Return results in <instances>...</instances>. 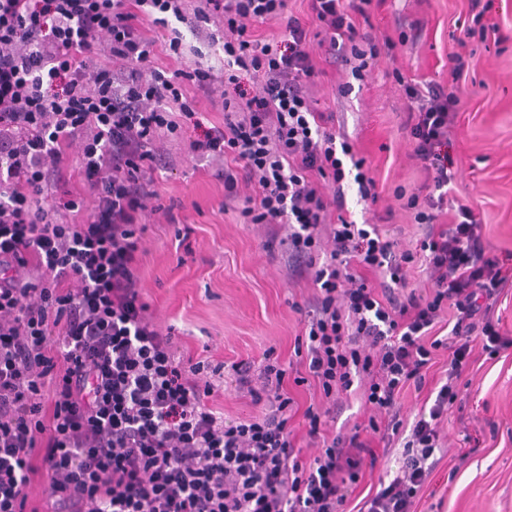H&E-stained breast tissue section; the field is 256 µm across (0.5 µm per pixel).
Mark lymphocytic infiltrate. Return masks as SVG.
Segmentation results:
<instances>
[{
	"instance_id": "lymphocytic-infiltrate-1",
	"label": "lymphocytic infiltrate",
	"mask_w": 512,
	"mask_h": 512,
	"mask_svg": "<svg viewBox=\"0 0 512 512\" xmlns=\"http://www.w3.org/2000/svg\"><path fill=\"white\" fill-rule=\"evenodd\" d=\"M288 0H0V512H414L443 446L440 426L476 354L512 348L494 308L512 267L485 244L471 206L448 204L458 176L450 153L469 42L499 40L484 0H470L451 58L452 87L421 91L407 126L430 181L415 250L378 225L347 215L345 163L361 200L377 182L348 139L311 106L317 75L310 30L286 16ZM372 0H309L329 52L349 50L363 80L392 39H358L355 16ZM224 33V123L185 135L188 87H210V70L151 65L154 14ZM286 17L279 38L253 26ZM185 137L195 160H220L225 196L252 185L242 209L273 225L290 269L310 273L315 294L298 306L306 375L322 402L303 413L319 443L303 461L291 426L295 401L279 362L260 377L233 364L239 392L268 413L225 419L209 405L223 363L178 355L141 296L143 219L168 161L161 144ZM79 146L77 168L69 150ZM324 253L317 262L316 253ZM423 261L427 287L407 275ZM448 376L427 414L404 427L403 391L429 384L438 352ZM361 390L367 423L329 435L338 394ZM403 437L397 475L359 502L351 497L372 454ZM46 486L32 505L35 478Z\"/></svg>"
}]
</instances>
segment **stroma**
Here are the masks:
<instances>
[{
    "label": "stroma",
    "instance_id": "obj_1",
    "mask_svg": "<svg viewBox=\"0 0 512 512\" xmlns=\"http://www.w3.org/2000/svg\"><path fill=\"white\" fill-rule=\"evenodd\" d=\"M504 36L497 45L472 41L470 69L462 83L464 107L452 131L459 179L450 199L470 205L485 242L512 252V0H493L488 13ZM470 19L468 0H373L359 32L397 37L399 28L422 20L426 27L413 43L381 55L372 74L351 92L339 87L351 78L356 61L350 53L329 57L318 40L308 51L319 74L313 105L332 112L375 177L376 204L360 202L353 179H345L346 206L356 223H374L392 211L385 226L401 246L414 248L423 233L414 210L397 198V186L422 187L427 174L413 159L403 124L408 101L392 71L406 79L444 85L454 40ZM158 42L182 40V55H159L168 70L213 68L224 73V35L207 38L169 20L153 29ZM170 165L157 174L160 202L173 205L175 222L152 215L144 237L140 267L142 296L154 322L172 329L184 356L207 357L227 364L261 365L266 351L281 362L297 363L301 316L294 303L314 293L310 278L288 274V255L271 229L245 223L244 198L225 202L224 185L213 164L191 159L181 139L165 143ZM188 232L187 248L178 245L179 229ZM465 407L443 423L449 454L462 446L464 430L479 431L482 444L456 477L440 461L421 494L418 512H512V349L497 359L478 361L463 373Z\"/></svg>",
    "mask_w": 512,
    "mask_h": 512
}]
</instances>
